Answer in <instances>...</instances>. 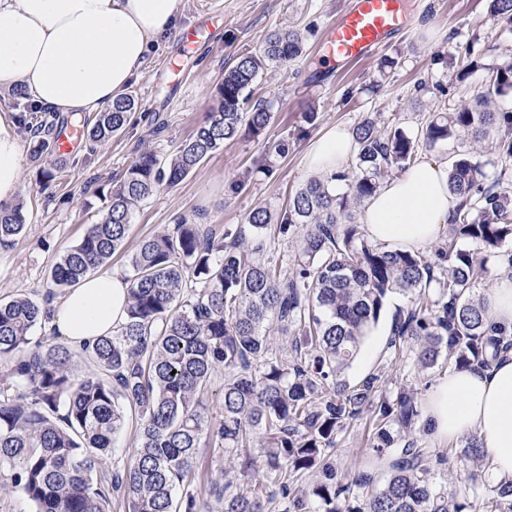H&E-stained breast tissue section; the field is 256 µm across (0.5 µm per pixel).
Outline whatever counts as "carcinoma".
<instances>
[{
    "label": "carcinoma",
    "mask_w": 512,
    "mask_h": 512,
    "mask_svg": "<svg viewBox=\"0 0 512 512\" xmlns=\"http://www.w3.org/2000/svg\"><path fill=\"white\" fill-rule=\"evenodd\" d=\"M491 15L512 24V0H492ZM303 51L300 33L277 30L237 57L208 120L168 162L145 152L111 183L98 222L53 267L52 287L70 288L108 262L125 243L134 205L160 185L179 183L240 130L262 134L272 105L252 100V86ZM493 84L499 93L512 91V61L496 68ZM136 109L133 95L120 96L88 137H112ZM15 120L33 133L47 125L36 112ZM492 130L501 158L511 161L512 112L493 111L489 95L437 113L415 138L396 124L381 131L367 116L352 129V164L334 176L348 182L347 192L312 178L278 218L253 210L248 236L226 225L217 237L180 219L143 240L129 257L125 321L82 349L93 368L81 378L73 374L69 345L31 344V330L47 318L44 305L0 300V357L14 358L17 391L0 388V478L9 477L35 512H111L114 493L127 512H207L190 486L201 440L213 434L227 463L224 483L210 490L222 512H474L475 500L434 481L432 462L456 458L470 469L468 488L475 490L491 470L484 449L472 443L440 451L421 443L414 436L417 392L400 386L394 397L383 395L386 365L352 386L342 375L393 293L410 296L411 305L395 316L388 348L395 356L406 345L415 349L424 370L441 357L457 369L487 366L512 348L505 334H491L485 302L471 293L477 271L512 239V190L484 185L470 152L456 153L448 169V188L460 199L451 236L438 250L448 268L418 251L372 246L353 222L355 205L383 178L408 169L419 147L461 145L465 134L476 143ZM24 228L23 203L0 204V245ZM271 229L299 234L289 277H280L271 256ZM434 282L439 292L432 296ZM277 334L289 337L287 365ZM219 370L224 418L213 426L201 394ZM129 412L139 445L119 466L113 442ZM366 413L371 463L340 471L332 461L336 435ZM309 473L315 478L300 486L298 478ZM482 505L483 512H512V479L491 487Z\"/></svg>",
    "instance_id": "obj_1"
}]
</instances>
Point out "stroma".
<instances>
[{
  "instance_id": "obj_1",
  "label": "stroma",
  "mask_w": 512,
  "mask_h": 512,
  "mask_svg": "<svg viewBox=\"0 0 512 512\" xmlns=\"http://www.w3.org/2000/svg\"><path fill=\"white\" fill-rule=\"evenodd\" d=\"M349 0H182L181 18L152 43L147 63L129 87L138 109L122 132L102 142L81 137L65 156L36 153L32 133L24 143L19 198L26 227L0 246V299L25 296L42 302L51 289L48 274L60 256L76 245L94 224L106 199L103 191L119 180L142 153L167 161L215 106L216 88L236 57L255 51L277 29L298 30L304 53L294 63L258 79L253 96L270 101L273 119L260 136L239 135L225 142L177 185L160 186L134 210L123 248L108 262L109 270L128 272V259L140 242L187 217L215 231L244 223L264 207L279 211L310 175L302 165L309 143L333 125L353 127L363 116L379 126L399 124L417 134L433 113L449 112L492 87V71L512 61V26L493 21L491 0H405L408 27L367 59L339 66L325 60L323 43L330 25ZM200 27L198 41L186 34ZM396 58L380 71L383 58ZM425 91H417L418 82ZM318 119L308 124L305 113ZM284 141L286 157L268 156L269 145ZM52 171L45 179L43 171ZM244 179L236 193L228 185ZM409 304L407 296H389L378 324L351 367L344 373L358 382L385 360H393L389 389L406 385L426 394L447 374L438 363L419 369L414 353L393 356L387 347L394 315ZM371 438L369 418L348 425L336 438V464L358 467Z\"/></svg>"
}]
</instances>
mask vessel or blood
I'll use <instances>...</instances> for the list:
<instances>
[{
	"label": "vessel or blood",
	"mask_w": 512,
	"mask_h": 512,
	"mask_svg": "<svg viewBox=\"0 0 512 512\" xmlns=\"http://www.w3.org/2000/svg\"><path fill=\"white\" fill-rule=\"evenodd\" d=\"M408 24L403 0H351L329 27V61L359 62L380 49Z\"/></svg>",
	"instance_id": "b4317fda"
}]
</instances>
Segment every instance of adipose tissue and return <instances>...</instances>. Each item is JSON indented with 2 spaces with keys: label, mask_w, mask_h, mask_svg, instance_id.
I'll return each mask as SVG.
<instances>
[{
  "label": "adipose tissue",
  "mask_w": 512,
  "mask_h": 512,
  "mask_svg": "<svg viewBox=\"0 0 512 512\" xmlns=\"http://www.w3.org/2000/svg\"><path fill=\"white\" fill-rule=\"evenodd\" d=\"M181 0H0V88L23 84L41 104L74 116L101 112L125 92L146 64L153 39L173 27ZM356 151L341 126L310 144L304 166L333 177ZM24 146L0 120V202L14 201ZM446 165L417 160L380 185L362 212L375 244L423 247L455 211ZM125 274H92L52 306L47 325L73 347L111 335L126 318ZM436 444L468 433L480 439L500 477H512V351L490 368L455 369L425 399Z\"/></svg>",
  "instance_id": "adipose-tissue-1"
}]
</instances>
